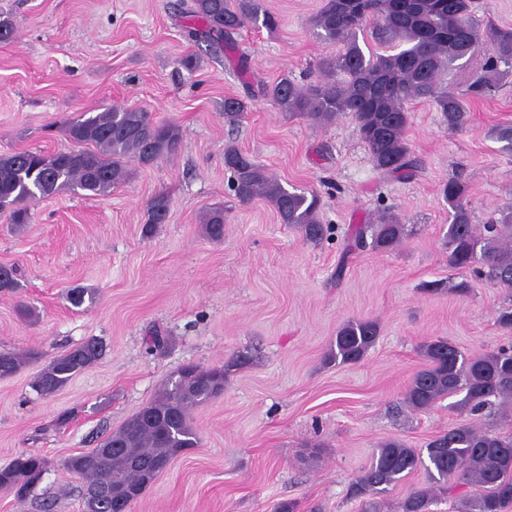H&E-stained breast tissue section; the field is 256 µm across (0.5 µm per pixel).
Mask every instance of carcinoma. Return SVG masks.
Returning a JSON list of instances; mask_svg holds the SVG:
<instances>
[{"label": "carcinoma", "instance_id": "carcinoma-1", "mask_svg": "<svg viewBox=\"0 0 512 512\" xmlns=\"http://www.w3.org/2000/svg\"><path fill=\"white\" fill-rule=\"evenodd\" d=\"M177 7L187 19V38L215 49H233L232 35L247 23L270 31L280 24L261 0H180ZM369 24L375 40L395 52L363 51L359 33ZM311 26L318 37L340 45L335 55L321 61L322 78L300 85L284 77L265 88V95L280 111L316 123L351 114L373 167L387 175L408 178L419 169L405 136L409 103L429 102L448 129L459 130L469 121L470 102L487 96L504 73H512V27L490 25L480 30L471 0H324ZM479 55L484 63L468 74L464 88L442 84L445 73ZM247 108L244 99H226L224 118L234 124ZM65 134L72 143L66 150L0 156V197L9 199L11 223H28V203L60 190L103 196L127 180L130 161L149 166L175 155L181 146L175 126L134 107L87 112L69 122ZM224 167L241 202L263 198L274 206L281 223L298 229L306 239L325 236L316 193L285 189L234 145L224 147ZM442 193L451 217L446 235L449 265L471 268L511 292L512 207L477 226L464 182L451 179ZM169 208L168 195L155 194L146 205L147 227L165 223ZM369 230L373 247L380 251L394 249L404 237L401 219L383 213L376 223L355 230L352 246H363ZM204 233L215 241L224 238L223 209L205 215ZM378 334L371 319L347 321L336 334L333 357L343 363L361 360ZM101 352V342L91 338L56 357L39 372L34 390L42 396L54 394L95 363ZM423 355L427 366L406 389L407 406L425 411L438 400L461 393L456 408L472 420L448 428L424 450L397 439L384 440L355 484L356 495L370 497L364 512H381L379 498L421 467L440 490L470 484L482 488L476 496L461 497L457 512H507L512 508V433L496 434L478 426V421L491 417L496 405L512 403V346L467 356L450 341L437 338L424 346ZM36 358L32 350L1 351L0 378L15 375ZM248 363L249 357L239 354L221 367L183 366L175 381L97 447L69 457L67 469L84 480L83 512H115L114 498L128 491L140 495L151 482L149 472L155 464L194 447L197 436L190 410L218 396L226 375ZM47 465L40 455H18L0 467V490L26 499ZM431 495L430 489L409 494L398 503V512H430Z\"/></svg>", "mask_w": 512, "mask_h": 512}]
</instances>
